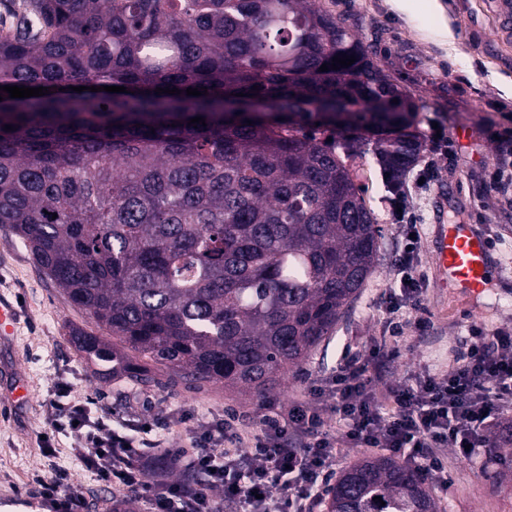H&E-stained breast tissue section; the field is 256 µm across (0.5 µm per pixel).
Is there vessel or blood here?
Listing matches in <instances>:
<instances>
[{"instance_id": "vessel-or-blood-1", "label": "vessel or blood", "mask_w": 512, "mask_h": 512, "mask_svg": "<svg viewBox=\"0 0 512 512\" xmlns=\"http://www.w3.org/2000/svg\"><path fill=\"white\" fill-rule=\"evenodd\" d=\"M493 249L482 226L440 224L436 227L434 260L438 287L468 294L489 284Z\"/></svg>"}]
</instances>
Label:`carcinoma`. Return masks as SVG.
Listing matches in <instances>:
<instances>
[{"instance_id":"cac0c4a2","label":"carcinoma","mask_w":512,"mask_h":512,"mask_svg":"<svg viewBox=\"0 0 512 512\" xmlns=\"http://www.w3.org/2000/svg\"><path fill=\"white\" fill-rule=\"evenodd\" d=\"M7 3L0 87L50 93L0 108V224L112 336L72 341L103 376L264 399L372 274L381 230L351 162L372 152L397 189L422 150L416 103L322 0ZM344 54L356 61L319 71ZM240 92L266 112L224 111ZM316 98L356 111L338 125L306 108ZM317 126L378 136L321 144ZM326 509L438 512L425 477L388 457L343 470Z\"/></svg>"}]
</instances>
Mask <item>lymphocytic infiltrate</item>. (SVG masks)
I'll list each match as a JSON object with an SVG mask.
<instances>
[{
  "mask_svg": "<svg viewBox=\"0 0 512 512\" xmlns=\"http://www.w3.org/2000/svg\"><path fill=\"white\" fill-rule=\"evenodd\" d=\"M424 190L417 179L406 180L394 215L406 231L394 264L399 286L380 301L392 334L400 333L402 310L422 291L416 213ZM399 353V346L384 343L346 351L336 372L312 381L304 398L246 427L231 414L199 424L185 448L143 444L113 430L60 384L49 399L56 414L42 450L54 453L57 435H72L82 469L106 487L146 499L149 512H224L228 505L235 512H309L344 447L402 458L432 487L447 489L445 449L476 460L490 437L512 442V330L471 326L455 365L439 377L393 372ZM162 463L186 469L190 479L161 480ZM26 492L43 512H86L68 468L34 473Z\"/></svg>",
  "mask_w": 512,
  "mask_h": 512,
  "instance_id": "obj_1",
  "label": "lymphocytic infiltrate"
}]
</instances>
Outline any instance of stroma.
Here are the masks:
<instances>
[{"label":"stroma","mask_w":512,"mask_h":512,"mask_svg":"<svg viewBox=\"0 0 512 512\" xmlns=\"http://www.w3.org/2000/svg\"><path fill=\"white\" fill-rule=\"evenodd\" d=\"M415 0L411 13L396 11L389 0H323L333 14L346 18L373 60L404 87L418 106L414 131L423 144L421 160L435 159L438 176L421 211L420 265L426 276L417 306L405 311L426 319L424 331L406 329L399 371L433 374L446 370L458 341L472 324L512 329V206L487 187L484 171L498 156L497 132L512 128V94L497 85L512 78V41L496 35L489 0ZM455 32L454 47L435 37L441 23ZM445 128L450 141L431 140L433 126ZM357 183L377 218L382 236L375 268L333 333L286 372L272 400L284 404L301 395L309 380L334 372L345 346L370 345L381 333L378 302L392 282L401 242L400 230L384 203L382 175L371 159L355 160ZM461 220L485 225L494 242L495 277L475 297L436 288L434 225ZM0 297L14 302L18 323L13 335H0V512H39L19 500L18 490L32 473L52 466L69 468L89 501V512H114L112 494L77 464L72 440L58 435L56 454L43 456L42 432L52 409L49 396L62 382L90 402L92 414L106 413L113 423L131 428L160 425L165 447H183L198 420H219L233 409L247 421L263 414L262 402L221 384L177 382L141 387L120 377L98 375L71 340L80 329L101 335L90 314L64 295L10 225L0 224ZM451 484L435 491L440 512H512V475L498 476L487 460L468 462L448 455Z\"/></svg>","instance_id":"35a3bbf8"}]
</instances>
